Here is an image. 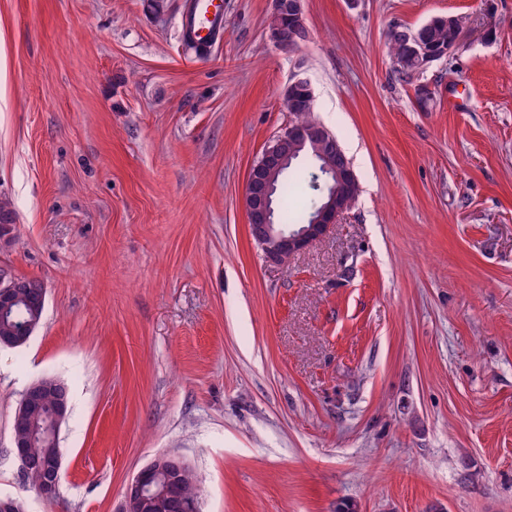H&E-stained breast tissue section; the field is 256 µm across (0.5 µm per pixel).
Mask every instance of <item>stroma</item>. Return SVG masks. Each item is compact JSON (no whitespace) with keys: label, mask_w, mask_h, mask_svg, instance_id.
<instances>
[{"label":"stroma","mask_w":512,"mask_h":512,"mask_svg":"<svg viewBox=\"0 0 512 512\" xmlns=\"http://www.w3.org/2000/svg\"><path fill=\"white\" fill-rule=\"evenodd\" d=\"M186 0H0V269L47 294L0 348V495L121 512L172 453L202 512H512V0H224L204 56ZM465 24L402 81L391 25ZM314 91L360 193L282 266L248 229L247 174ZM63 379L62 482L10 455L25 389ZM284 15H288V17L294 20V24L288 32V39L285 38L279 24L280 18ZM272 16L277 18L276 23L269 27L270 38L275 43L295 44L306 38L307 28L304 23L303 0H275Z\"/></svg>","instance_id":"obj_1"}]
</instances>
